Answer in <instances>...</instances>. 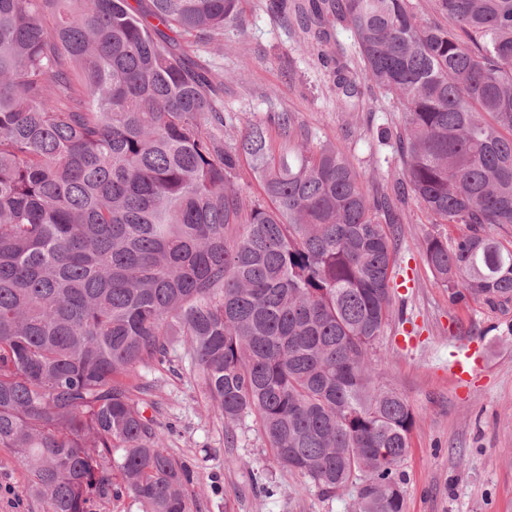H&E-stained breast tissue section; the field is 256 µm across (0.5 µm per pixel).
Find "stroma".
I'll return each mask as SVG.
<instances>
[{"mask_svg": "<svg viewBox=\"0 0 512 512\" xmlns=\"http://www.w3.org/2000/svg\"><path fill=\"white\" fill-rule=\"evenodd\" d=\"M281 0H241L245 31L228 27L220 47L203 46V63L224 81L225 142L239 137L242 117L267 124L291 112L312 141L340 145L376 195L392 187L401 167L395 140L403 115L377 100L359 81L352 107H336V61L354 55V39L334 26L324 53L301 48L302 34ZM461 224H435L409 204L398 226V264L412 268L410 287L399 288L403 322H390L380 337L374 368L380 382L400 394L415 415L406 476L404 512H512V305L454 304L422 257L429 236L448 240ZM485 346L489 363L466 385L448 376V345ZM152 387L156 419L172 454L193 460L198 481L192 512H356V494L328 498L308 478L268 471V448L252 418L237 429L234 445L224 421L204 402L186 348L169 361L139 371Z\"/></svg>", "mask_w": 512, "mask_h": 512, "instance_id": "35a3bbf8", "label": "stroma"}]
</instances>
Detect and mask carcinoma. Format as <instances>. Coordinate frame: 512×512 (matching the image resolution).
<instances>
[{
  "label": "carcinoma",
  "instance_id": "carcinoma-1",
  "mask_svg": "<svg viewBox=\"0 0 512 512\" xmlns=\"http://www.w3.org/2000/svg\"><path fill=\"white\" fill-rule=\"evenodd\" d=\"M308 0L303 43L349 29L360 71L400 106L402 168L369 198L343 148L292 113L281 142L245 118L224 144V84L198 59L240 0H0V449L46 512H190L193 465L169 452L141 366L179 343L233 444L251 416L268 467L357 512H404L415 416L371 353L395 313L397 233L413 201L451 302H512V0ZM250 159L265 198L234 185Z\"/></svg>",
  "mask_w": 512,
  "mask_h": 512
}]
</instances>
